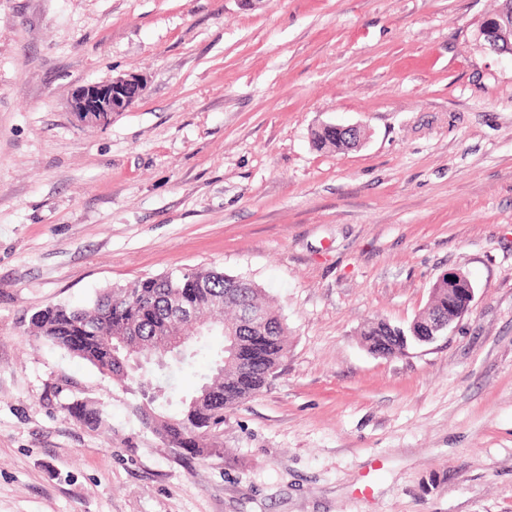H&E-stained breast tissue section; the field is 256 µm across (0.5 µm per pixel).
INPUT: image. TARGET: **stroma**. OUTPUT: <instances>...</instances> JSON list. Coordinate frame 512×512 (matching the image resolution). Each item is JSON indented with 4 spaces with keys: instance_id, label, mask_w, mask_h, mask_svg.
<instances>
[{
    "instance_id": "obj_1",
    "label": "stroma",
    "mask_w": 512,
    "mask_h": 512,
    "mask_svg": "<svg viewBox=\"0 0 512 512\" xmlns=\"http://www.w3.org/2000/svg\"><path fill=\"white\" fill-rule=\"evenodd\" d=\"M498 0H0V512H512V60ZM146 90L106 127L74 87ZM324 123L358 149L316 150ZM217 268L288 353L181 459L38 306ZM474 285L384 358L442 272ZM100 407L92 430L73 401ZM478 37L492 53L509 55L512 60V5L511 14L505 8L497 16L485 18L479 27ZM469 280L462 279L461 283H451L448 285V279L445 278L441 282L435 281L432 285L431 299L424 309L406 328L392 325L386 321L374 322L363 331V342L371 353L390 357L394 354L395 350H399L401 345L399 339L401 336H406L407 344L409 342L415 343H431L441 335L445 328L446 323L439 321L435 325L436 336H415L414 332H418L420 324L427 323L435 316H440L448 320V328L463 314H465L471 305L474 298V289L470 288ZM473 285V284H472ZM448 288L456 289L459 296L458 300L448 298ZM414 322V323H413ZM415 336L416 340L412 337Z\"/></svg>"
}]
</instances>
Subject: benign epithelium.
Returning a JSON list of instances; mask_svg holds the SVG:
<instances>
[{
    "mask_svg": "<svg viewBox=\"0 0 512 512\" xmlns=\"http://www.w3.org/2000/svg\"><path fill=\"white\" fill-rule=\"evenodd\" d=\"M478 37L492 53L512 57V13L501 11L485 18ZM143 79L135 74L120 75L102 82L85 83L75 87L71 94V114L81 125L106 126L112 115L127 111L141 96ZM459 299H448V322L436 323L434 336H418L419 343H431L441 335L446 325L453 324L465 314L474 298V289L458 288Z\"/></svg>",
    "mask_w": 512,
    "mask_h": 512,
    "instance_id": "1",
    "label": "benign epithelium"
}]
</instances>
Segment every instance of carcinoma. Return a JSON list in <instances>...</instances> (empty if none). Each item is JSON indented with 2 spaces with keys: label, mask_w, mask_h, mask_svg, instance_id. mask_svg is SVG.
<instances>
[{
  "label": "carcinoma",
  "mask_w": 512,
  "mask_h": 512,
  "mask_svg": "<svg viewBox=\"0 0 512 512\" xmlns=\"http://www.w3.org/2000/svg\"><path fill=\"white\" fill-rule=\"evenodd\" d=\"M363 140L361 134L353 140L328 124L313 135L316 147L337 152L357 147ZM179 284L184 286L183 298L192 311L204 313L221 308L232 313L224 327L235 333L244 362L226 360L224 352L217 353L211 367L212 376L181 397L178 412L171 415L155 407L160 401L171 403V392L163 375L172 361L167 347L182 341L179 364L184 366L194 356V343L203 335L193 318L177 315L174 287ZM450 287L467 288L469 282L463 279L450 284L446 278L434 282L431 299L414 322L405 328L386 321L374 322L362 333L365 346L375 355L390 357L401 348V337L414 341V332L420 324L435 316L448 318ZM249 310L262 314V330L244 323ZM30 323L35 335L89 362L101 374L133 385V391L147 400L145 405L134 406L143 424L185 459L207 456L205 448L189 447L185 442L199 439L196 431L212 428L224 420L225 410L260 392L287 352L288 328L278 312L263 299L262 289L250 280L213 268L192 270L188 278L182 272L146 277L127 287L102 292L85 306L45 305L33 312ZM77 329L88 336V345L80 349L69 345V336ZM117 340L151 355L150 369L129 376L120 354L110 359L108 370H103L106 348ZM74 405L73 417L86 427L94 429L102 422V412L94 404L77 400Z\"/></svg>",
  "instance_id": "cac0c4a2"
}]
</instances>
